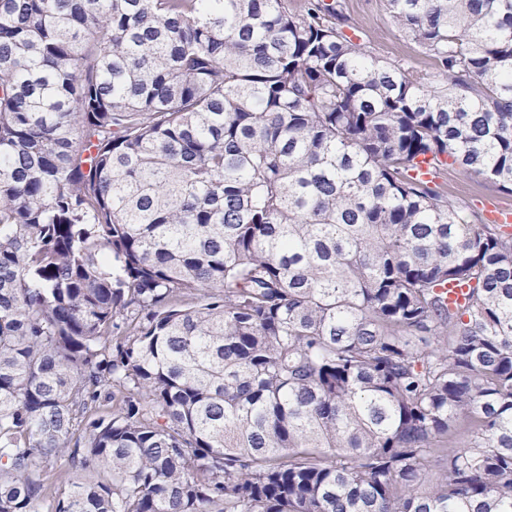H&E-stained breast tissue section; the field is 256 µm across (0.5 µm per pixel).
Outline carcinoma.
<instances>
[{"label":"carcinoma","instance_id":"cac0c4a2","mask_svg":"<svg viewBox=\"0 0 512 512\" xmlns=\"http://www.w3.org/2000/svg\"><path fill=\"white\" fill-rule=\"evenodd\" d=\"M384 2L432 72L326 0H0V512H512V228L411 175L512 193V0Z\"/></svg>","mask_w":512,"mask_h":512}]
</instances>
